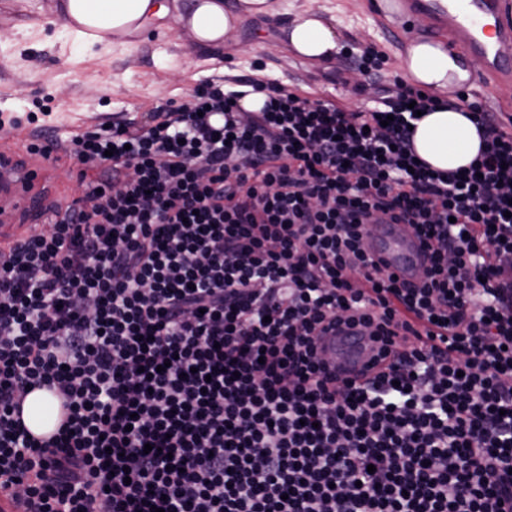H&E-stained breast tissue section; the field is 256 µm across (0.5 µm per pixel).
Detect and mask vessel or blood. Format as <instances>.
Segmentation results:
<instances>
[{
	"mask_svg": "<svg viewBox=\"0 0 512 512\" xmlns=\"http://www.w3.org/2000/svg\"><path fill=\"white\" fill-rule=\"evenodd\" d=\"M396 21L406 30L446 37L449 47L480 59L487 91L512 83V0H400ZM32 177V170L20 168L12 155L0 151V190L23 196ZM366 246L400 279H413L421 269L423 256L410 225H375ZM324 345L337 371L346 374L363 368L373 355L370 343L355 336H331Z\"/></svg>",
	"mask_w": 512,
	"mask_h": 512,
	"instance_id": "1",
	"label": "vessel or blood"
}]
</instances>
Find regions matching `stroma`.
<instances>
[{
    "instance_id": "stroma-1",
    "label": "stroma",
    "mask_w": 512,
    "mask_h": 512,
    "mask_svg": "<svg viewBox=\"0 0 512 512\" xmlns=\"http://www.w3.org/2000/svg\"><path fill=\"white\" fill-rule=\"evenodd\" d=\"M55 0H0V111L20 124L0 137L4 149L24 148L32 129L31 112L44 113L50 135L72 133L109 115L123 121L165 105L184 102L203 81L229 86L260 78L295 87L311 99H332L344 107L364 105L342 80L354 73L358 56L339 55L328 65L310 62L282 50L277 35L311 0H273L274 15L245 19L234 43L220 49H193L180 30H148L133 47L108 51L77 44L61 25L28 26L32 16H51ZM342 19L344 44L368 46L389 57V77H400L398 54L418 31L395 29L385 15L368 11L366 0H328Z\"/></svg>"
}]
</instances>
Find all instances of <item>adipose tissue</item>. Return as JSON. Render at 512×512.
Here are the masks:
<instances>
[{"mask_svg":"<svg viewBox=\"0 0 512 512\" xmlns=\"http://www.w3.org/2000/svg\"><path fill=\"white\" fill-rule=\"evenodd\" d=\"M273 10L272 0H237L232 11L225 8L224 0H59L58 4L65 28L89 48L133 44L154 23L170 20L197 46L219 48L232 41L244 18ZM279 45L313 61L332 59L342 48L335 17L313 8L282 27ZM400 66L410 86L430 90L442 99L416 124V154L435 170L467 168L479 154L482 141L476 124L447 103L471 80L475 65L449 52L444 42L414 39L405 46ZM22 410L23 422L34 435L49 434L58 425L59 401L49 391L30 393Z\"/></svg>","mask_w":512,"mask_h":512,"instance_id":"adipose-tissue-1","label":"adipose tissue"}]
</instances>
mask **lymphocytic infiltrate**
<instances>
[{
	"mask_svg": "<svg viewBox=\"0 0 512 512\" xmlns=\"http://www.w3.org/2000/svg\"><path fill=\"white\" fill-rule=\"evenodd\" d=\"M347 110L252 81L192 109L75 133L78 205L0 251V499L16 512H507L512 507V131L461 99L485 148L414 153L428 93L377 77ZM408 224L403 282L365 249ZM447 338L413 342L417 324ZM345 325L383 341L368 380L329 371ZM66 413L49 438L25 395ZM22 419L35 436L52 432L59 422V401L47 390H35L25 399Z\"/></svg>",
	"mask_w": 512,
	"mask_h": 512,
	"instance_id": "obj_1",
	"label": "lymphocytic infiltrate"
}]
</instances>
